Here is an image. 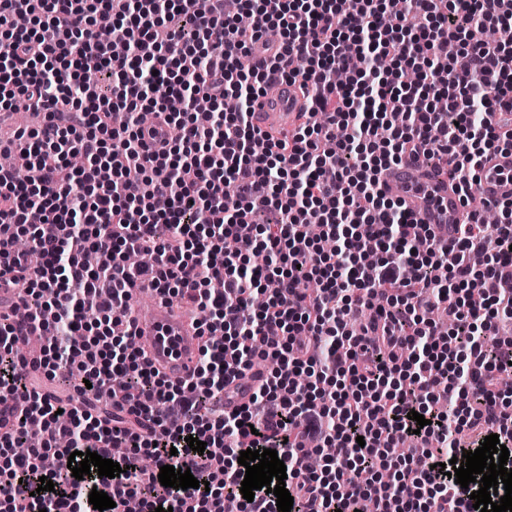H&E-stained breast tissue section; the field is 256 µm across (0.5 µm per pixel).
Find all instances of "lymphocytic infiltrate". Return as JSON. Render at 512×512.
Returning a JSON list of instances; mask_svg holds the SVG:
<instances>
[{
	"label": "lymphocytic infiltrate",
	"mask_w": 512,
	"mask_h": 512,
	"mask_svg": "<svg viewBox=\"0 0 512 512\" xmlns=\"http://www.w3.org/2000/svg\"><path fill=\"white\" fill-rule=\"evenodd\" d=\"M228 2L0 0V112L47 115L18 135L28 182L0 168V269L31 312L0 323V500L94 512L98 489L110 512L132 498L140 512H278L274 494L240 492L251 448L283 460L291 512H444L458 497L475 512L479 483L461 488L442 466L492 434L512 451L499 389L512 375V201L492 230L471 210L451 243L381 174L408 156L436 163L468 201L489 152L512 151V0ZM483 27L494 43L474 39ZM89 68L108 84L84 83ZM408 69L417 81H402ZM274 77L306 100L279 139L254 123ZM72 154L86 163L68 172ZM261 211L271 220L255 223ZM130 252L152 261L129 265ZM144 287L195 314L189 379L131 345L126 311ZM21 336L39 337L36 374L69 397L19 373ZM260 358L274 368L233 405ZM34 423L40 446L15 454ZM311 440L334 451L317 469ZM86 450L121 475L73 477L68 458ZM165 465L201 488L162 486Z\"/></svg>",
	"instance_id": "f902f5d3"
}]
</instances>
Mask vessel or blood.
<instances>
[{"label": "vessel or blood", "instance_id": "b4317fda", "mask_svg": "<svg viewBox=\"0 0 512 512\" xmlns=\"http://www.w3.org/2000/svg\"><path fill=\"white\" fill-rule=\"evenodd\" d=\"M303 106V99L293 88L284 83L273 84L257 103L259 126L271 133L291 129ZM382 179L394 195L403 198L408 197L410 188L422 186L424 195L416 203L426 218L433 213L436 199H443L447 208L443 217L445 237H453L454 225L463 223L465 208L453 180L430 175L424 166L410 159L386 170ZM477 192L491 201L512 200V153H498L487 160ZM129 315L140 345L154 366L172 381L190 377L201 342L188 324L159 304L150 314H141L133 307Z\"/></svg>", "mask_w": 512, "mask_h": 512}]
</instances>
